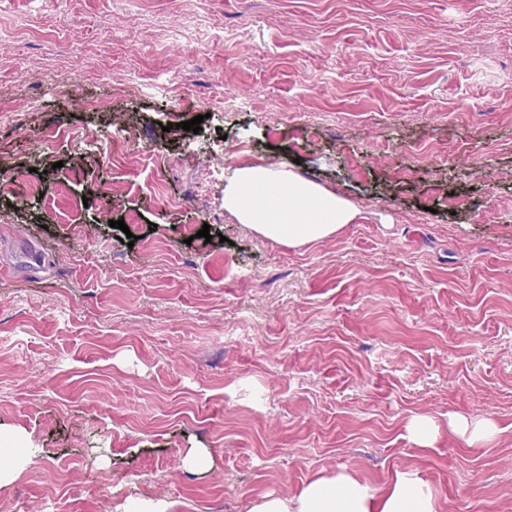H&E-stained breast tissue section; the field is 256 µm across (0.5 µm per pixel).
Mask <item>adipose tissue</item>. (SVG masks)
<instances>
[{
    "mask_svg": "<svg viewBox=\"0 0 512 512\" xmlns=\"http://www.w3.org/2000/svg\"><path fill=\"white\" fill-rule=\"evenodd\" d=\"M224 208L238 223L289 246L317 242L354 223L355 204L282 166L248 164L224 187ZM438 501L415 473H397L375 494L347 473L310 481L292 500L268 494L250 512H438Z\"/></svg>",
    "mask_w": 512,
    "mask_h": 512,
    "instance_id": "adipose-tissue-1",
    "label": "adipose tissue"
}]
</instances>
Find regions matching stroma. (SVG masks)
Returning a JSON list of instances; mask_svg holds the SVG:
<instances>
[{"instance_id":"35a3bbf8","label":"stroma","mask_w":512,"mask_h":512,"mask_svg":"<svg viewBox=\"0 0 512 512\" xmlns=\"http://www.w3.org/2000/svg\"><path fill=\"white\" fill-rule=\"evenodd\" d=\"M0 32V433L31 450L0 512L404 470L512 512V0H0ZM252 163L361 214L257 235L222 211ZM449 426L471 446L482 444L496 435L494 424L485 419L452 420Z\"/></svg>"}]
</instances>
